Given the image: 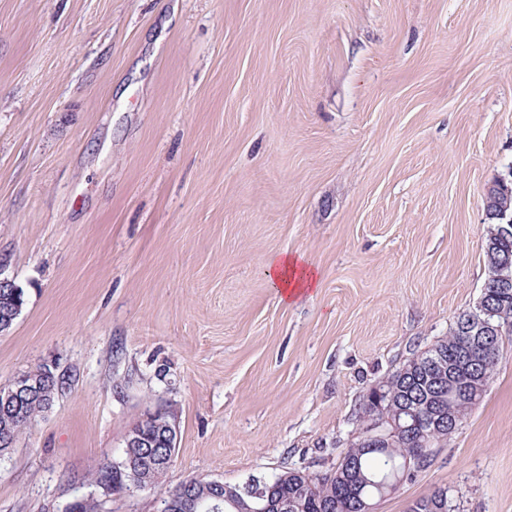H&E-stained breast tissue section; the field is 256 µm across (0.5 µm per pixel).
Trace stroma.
Returning <instances> with one entry per match:
<instances>
[{"label": "stroma", "mask_w": 512, "mask_h": 512, "mask_svg": "<svg viewBox=\"0 0 512 512\" xmlns=\"http://www.w3.org/2000/svg\"><path fill=\"white\" fill-rule=\"evenodd\" d=\"M512 171V0H0V258L26 304L0 384L67 392L0 456V512H65L146 411L164 487L323 470L367 389L448 336L488 277ZM320 285L280 302L265 267ZM512 512V339L428 468ZM269 283L281 301L292 302L318 285L317 272L302 256L275 255L266 265ZM168 413L170 414L172 421H170L168 424H165V426L158 425L155 426L154 424L147 427V434H148V441H149V447L153 446L155 444V449L159 451H163L171 443V440L176 443L177 435H178V425L175 419V415L173 412L168 410ZM164 427L167 430L168 436L164 432H159V430ZM171 439H169V438Z\"/></svg>", "instance_id": "stroma-1"}]
</instances>
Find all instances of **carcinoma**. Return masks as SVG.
I'll list each match as a JSON object with an SVG mask.
<instances>
[{
	"instance_id": "obj_1",
	"label": "carcinoma",
	"mask_w": 512,
	"mask_h": 512,
	"mask_svg": "<svg viewBox=\"0 0 512 512\" xmlns=\"http://www.w3.org/2000/svg\"><path fill=\"white\" fill-rule=\"evenodd\" d=\"M489 227L484 254L489 276L478 304L491 314L493 324L500 327L499 336L512 335V289L498 288L496 281L503 273V260L512 257V230H500V214L512 217V189L497 191L485 205ZM25 294L20 288L0 287V327L9 329L21 314ZM480 309L473 308L457 316L449 336L430 349L407 359L399 369L367 389L355 421L375 415L398 418V430L380 435L375 446L357 439L340 452L336 464L323 471L284 466L266 477L264 496L272 512H361V503H372L391 495L394 483L411 480L427 465L422 458L406 467V459L423 446L434 448L448 441V417L462 421L471 410L473 399L485 392L484 375L493 374L496 364H483V350L472 344L462 328V320ZM475 361L463 363L469 353ZM13 382L0 386V438L16 443L28 424L45 412L58 395L57 384L44 380L42 391L19 400L4 403L3 395ZM149 445L162 451L171 443L161 426L147 427ZM125 454L139 460L135 481L142 489L160 486L166 471L154 467L151 456L142 448H127ZM192 495L183 499L175 489L165 491L162 512H252L254 498L228 485L224 500L212 497L208 478L191 476ZM457 506L446 486H438L416 499L408 512H456Z\"/></svg>"
}]
</instances>
